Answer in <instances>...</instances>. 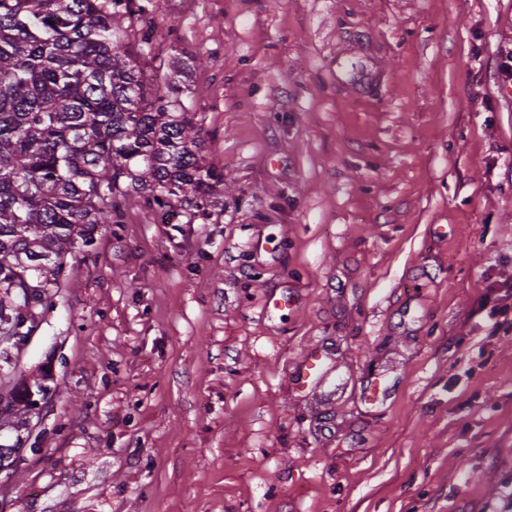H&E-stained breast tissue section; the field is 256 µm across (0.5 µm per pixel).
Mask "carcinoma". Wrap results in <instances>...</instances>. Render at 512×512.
Returning a JSON list of instances; mask_svg holds the SVG:
<instances>
[{
    "label": "carcinoma",
    "instance_id": "obj_1",
    "mask_svg": "<svg viewBox=\"0 0 512 512\" xmlns=\"http://www.w3.org/2000/svg\"><path fill=\"white\" fill-rule=\"evenodd\" d=\"M134 0H0V331L20 345L76 243L135 195L206 217L223 175L201 154L188 87L146 74ZM6 405H1V402ZM27 390L0 396V426Z\"/></svg>",
    "mask_w": 512,
    "mask_h": 512
}]
</instances>
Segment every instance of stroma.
I'll return each mask as SVG.
<instances>
[{
	"label": "stroma",
	"instance_id": "1",
	"mask_svg": "<svg viewBox=\"0 0 512 512\" xmlns=\"http://www.w3.org/2000/svg\"><path fill=\"white\" fill-rule=\"evenodd\" d=\"M137 2L224 183L0 344V512H512V0ZM27 392L26 389L20 390L15 387L7 391V404L4 406L1 405L0 407V427L5 424H10L7 418L19 411L17 407L22 405L24 408L30 407ZM5 415H7V417H5Z\"/></svg>",
	"mask_w": 512,
	"mask_h": 512
}]
</instances>
